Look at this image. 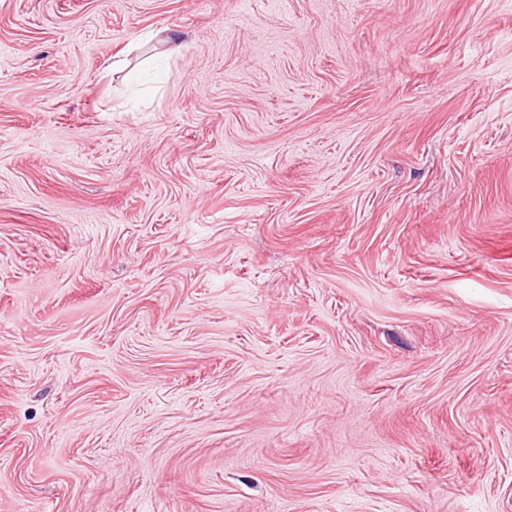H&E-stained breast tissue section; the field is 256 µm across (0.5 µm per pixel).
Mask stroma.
Instances as JSON below:
<instances>
[{
  "label": "stroma",
  "mask_w": 512,
  "mask_h": 512,
  "mask_svg": "<svg viewBox=\"0 0 512 512\" xmlns=\"http://www.w3.org/2000/svg\"><path fill=\"white\" fill-rule=\"evenodd\" d=\"M0 512H512V0H0Z\"/></svg>",
  "instance_id": "stroma-1"
}]
</instances>
